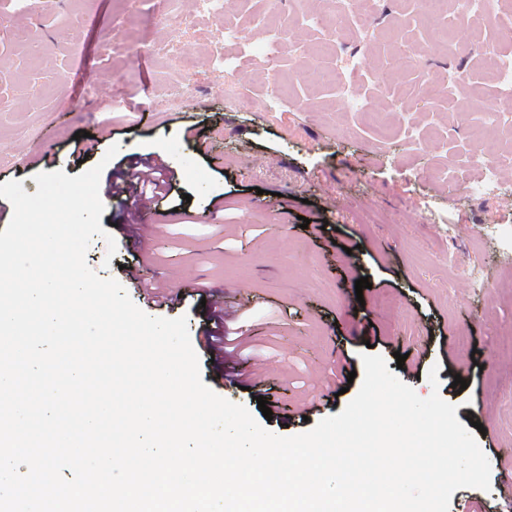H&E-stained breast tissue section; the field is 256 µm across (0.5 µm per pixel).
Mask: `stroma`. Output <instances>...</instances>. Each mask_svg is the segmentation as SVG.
<instances>
[{
  "label": "stroma",
  "instance_id": "35a3bbf8",
  "mask_svg": "<svg viewBox=\"0 0 512 512\" xmlns=\"http://www.w3.org/2000/svg\"><path fill=\"white\" fill-rule=\"evenodd\" d=\"M321 6L235 0L219 20L175 0L189 22L174 29L158 21L155 0H0V184L18 180L32 194L40 172L74 177L101 162L107 178L130 154L160 160L165 195L153 201V227L106 205L109 235L92 240L89 267L148 315L186 317L194 342L212 319L201 299L223 294L234 308L224 330L240 347L225 349L219 382L200 354L201 378L257 419L256 394H272L265 427L281 436L339 414L373 350L420 397L439 392L462 425L485 428L477 441L491 488L455 490L449 512H501L512 484V244L502 241L512 232V174L498 193L468 197L429 172L465 165L498 95L478 60L489 49L512 55V13L468 32L447 16L443 39L421 21L427 0H370L364 25L349 0L340 39L302 27L277 61L256 53L277 15ZM224 20L246 35L229 50L246 110L225 101L224 73L204 52ZM150 29L181 42L180 65L128 53ZM82 62L99 70L100 86L77 84ZM322 70L353 80L343 90L319 79ZM273 76L286 94L276 104ZM447 83L450 94L433 96ZM346 92L358 109L344 107ZM129 266L181 304L150 303ZM363 277L370 286L359 294ZM458 376L466 388L454 387Z\"/></svg>",
  "mask_w": 512,
  "mask_h": 512
}]
</instances>
